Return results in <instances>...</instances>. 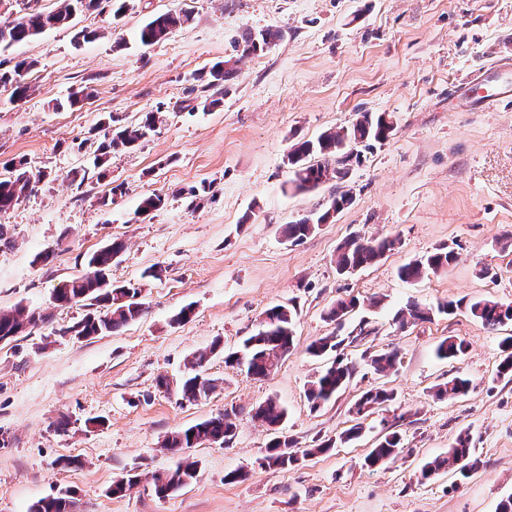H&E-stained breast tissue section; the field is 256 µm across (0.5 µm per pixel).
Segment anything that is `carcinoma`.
<instances>
[{"mask_svg": "<svg viewBox=\"0 0 512 512\" xmlns=\"http://www.w3.org/2000/svg\"><path fill=\"white\" fill-rule=\"evenodd\" d=\"M103 0H61V7L54 12H44L38 7H31V0L23 13L8 22H0V46L11 45L28 40L43 31L68 25L73 21L74 13L81 10H96ZM190 15L186 13H161L151 17L138 31V39L143 45L160 42L174 30L188 23ZM280 34L267 30L253 37L244 35L235 47L242 48V53L252 54L274 43ZM34 66V62L22 60L13 68L5 70L0 67V87L11 90V98L23 101L28 97L30 87L25 82V72ZM210 87L223 86L235 78V71L227 67V63H215L206 74ZM156 120L153 113L137 127L123 126L115 116L101 122L108 133L98 145L101 156L107 157L120 149L133 147L146 134ZM393 131L391 116L385 112H360L351 125L337 130L322 133L315 140H297L288 151V163L292 168L294 188L297 191H310L317 188L326 179L330 166H340L355 152L354 162L361 161V151L374 143L385 142ZM6 174L0 177V214L5 215L21 197L34 190L40 181V175L31 171L27 160L14 158L4 164ZM352 198L342 194L331 200L329 206L317 217L307 216L285 229V238L291 242L303 239L321 224L326 223L332 212L350 204ZM395 241L389 238L365 239L353 237L347 239L339 248L336 256V270L340 274L370 265L380 260L386 252L392 250ZM124 249L120 241H112L87 258V270L83 276L63 282L54 289L53 299L60 305L88 301L90 305H105L106 311L99 314H87L81 321L60 330V335L73 332L77 336H106L123 326L135 321L144 313L143 303L138 296L141 289L133 284L110 288H101L97 277H107L112 270V263ZM454 250L439 247L435 251L416 258L399 269V277L405 282L419 280L427 271L436 272L447 267L454 260ZM356 306L355 299L339 300L327 313L332 322H341ZM470 315L483 326L496 330L500 327L512 326V304H503L492 299H477L469 303ZM266 320L260 323L258 332L243 340L242 353L247 360V373L255 377L270 375L275 366L290 351L293 345V327L296 310L290 306L277 305L265 312ZM50 315L27 313L22 308L13 311H0V339L8 336H21L28 328L38 323H47ZM344 340L336 336H323L312 341L308 352L322 358L337 350ZM503 357L498 365V376L512 377V336L503 340ZM468 350L465 340L449 336L440 341L435 353L441 360L458 361ZM397 354L386 351L370 359V365L378 372L391 369L396 362ZM207 354L202 352L192 361V373L183 379L181 384L182 398L194 401L208 395L214 389V380L201 377ZM355 366L344 360L334 358L310 382L307 390L308 400L317 407L331 400L353 379ZM472 380L458 374L439 385L436 395L439 397L464 395L469 392ZM393 400V392L384 388L370 389L356 401L355 407H369L373 404L385 405ZM287 416L286 408L275 398H269L255 410L254 417L269 427L280 425ZM235 426L231 421V413L203 420L187 429L173 432L166 439L164 447L172 452L191 448L203 442L227 443L234 436ZM401 452L400 435L393 431L379 439L374 448L365 458V464L374 466L379 463L393 461ZM297 461L293 451V442L288 439H276L268 447V454L263 465L268 467L286 468ZM479 460L471 450L468 434L458 436L455 444L448 449V455L428 462L422 471L424 477L442 470L452 469L465 476L478 467ZM197 462L187 458L172 470L154 476L153 483L157 494L165 496L175 492L196 477ZM76 502L62 494L39 500L31 512H75Z\"/></svg>", "mask_w": 512, "mask_h": 512, "instance_id": "1", "label": "carcinoma"}]
</instances>
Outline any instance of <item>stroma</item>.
<instances>
[{"label":"stroma","instance_id":"stroma-1","mask_svg":"<svg viewBox=\"0 0 512 512\" xmlns=\"http://www.w3.org/2000/svg\"><path fill=\"white\" fill-rule=\"evenodd\" d=\"M184 11L187 26L151 46L137 41L150 17ZM81 29L93 39L76 42ZM268 29L281 37L263 51L234 50L235 39ZM24 59L35 63L29 97L15 103L0 88V164L26 158L41 180L0 217V310L51 321L0 342V512H30L61 491L77 512H497L512 495V380L497 375L504 333L466 309L437 307L512 303V100L482 112L453 95L466 76L482 77L477 96L512 84V0H130L120 22L104 5L0 50L5 67ZM224 60L236 76L222 104L202 110L213 91L201 76ZM81 89L86 98L66 107ZM149 112L155 125L134 148L98 160L100 119L135 126ZM361 112L389 113L390 138L364 150L347 179L294 191L290 143ZM345 192L351 205L315 232L282 236L283 225ZM151 194L163 206L138 215ZM353 236L395 246L375 265L338 274L336 249ZM114 240L125 248L112 280L141 284L144 313L108 336H59L87 309L55 306L54 288ZM442 245L455 251L448 268L399 278L401 265ZM46 251L51 259L39 261ZM152 266L160 278H144ZM485 267L493 277H480ZM351 297L360 306L347 328L362 319L371 328L342 349L359 372L312 408L306 390L323 362L307 347L335 332L326 312ZM410 302L432 308L430 320L395 324ZM277 304L298 315L294 346L275 370L259 378L226 366L225 353ZM187 307L189 319L178 321ZM448 336L468 343L462 362L437 359ZM391 349L397 363L376 373L370 357ZM199 352L216 387L189 403L178 387ZM459 372L473 390L436 398L435 385ZM161 377L168 387H158ZM378 386L393 389V401L354 415L353 403ZM270 397L288 410L276 432L254 417ZM227 410L233 440L187 449L195 479L156 494L153 474L174 465L167 436ZM64 416L71 426L61 434ZM357 423L361 437L338 443ZM388 425L402 438L398 459L366 467ZM463 432L479 468L465 479L448 469L421 478ZM276 434L302 453L329 438L337 445L286 468L262 466ZM238 470L246 480L228 482ZM131 476L123 495L110 494Z\"/></svg>","mask_w":512,"mask_h":512}]
</instances>
